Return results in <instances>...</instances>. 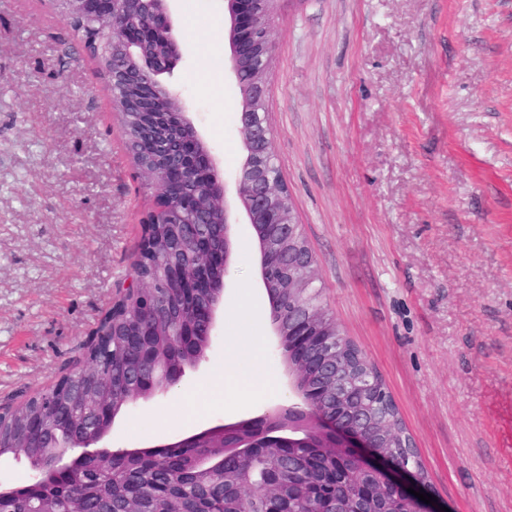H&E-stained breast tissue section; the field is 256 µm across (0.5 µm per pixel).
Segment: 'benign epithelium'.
<instances>
[{"mask_svg":"<svg viewBox=\"0 0 512 512\" xmlns=\"http://www.w3.org/2000/svg\"><path fill=\"white\" fill-rule=\"evenodd\" d=\"M59 15L71 24L92 19L108 24L111 45L119 48L121 64L112 58L98 59L108 87L123 95L112 100L113 109L131 116L134 128L143 131L144 153L156 167L148 173L150 184H159L160 206L142 223L160 221L173 212L201 211L214 231L189 233L181 224L167 225L164 251L180 261L168 264L162 285L177 294L182 305L173 317V329L166 335L176 338L175 359L155 356L147 311L137 309L138 298L150 302L149 293L157 284L152 267L157 248L142 240L137 254L140 297L119 298L101 318L107 329L93 340L91 354L102 367L112 361V344L135 354L141 365L152 369L140 388L112 400L101 413L104 424L96 432L62 446L46 463L20 455H0V471L9 472L22 463L29 479L23 486L0 482V503L12 501L22 490L36 491L51 475H69L88 470L100 457L112 458V475H128L145 463L159 459L157 446L122 447L111 444L116 421L142 402L167 396L189 373L206 365L208 350L222 336L224 293L237 247V226L246 221L253 230L259 253L258 285L266 295L269 311L268 348L284 366L288 403L273 404L262 413L242 419L228 428L214 425L166 444L172 449L165 463L166 480L156 493L170 503L169 512H182L181 493L189 474L219 476L224 482V498L238 501L249 494L278 498L276 512H293L288 500L291 479L302 475L298 448H314L327 457L344 453L351 457L350 475L358 481H374L393 488L411 504L410 512H437L408 489L427 482V473L418 463L400 461L380 436L365 432L367 411L352 404L350 386L355 377L353 364H365L359 348L347 357L331 358L326 347L344 348L348 337L337 322L328 330L318 324L326 316L317 308L304 316L282 315L285 293L319 276L314 254L305 239L288 185L280 168L272 137L267 104L268 82L274 48V8L277 0H224L228 50L224 51V75L242 99L241 135L246 157L231 172L206 143L187 112L183 99L161 79L173 72L182 54L178 45L177 22L171 0H55ZM200 178L212 206H204L187 192L191 178ZM300 255L299 263L281 284L275 272L284 252ZM331 375L334 396L342 414L317 402V387L310 373ZM27 432L35 438L44 431L40 412L25 417ZM177 447L197 448L190 466H184Z\"/></svg>","mask_w":512,"mask_h":512,"instance_id":"obj_1","label":"benign epithelium"}]
</instances>
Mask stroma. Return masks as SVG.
I'll return each mask as SVG.
<instances>
[{
	"label": "stroma",
	"instance_id": "stroma-1",
	"mask_svg": "<svg viewBox=\"0 0 512 512\" xmlns=\"http://www.w3.org/2000/svg\"><path fill=\"white\" fill-rule=\"evenodd\" d=\"M184 97L225 170L246 151L222 0H177ZM273 140L324 301L382 375L449 512H512V0H281ZM51 0H0V407L65 373L121 291L152 205L98 62ZM241 242L205 367L122 418L172 442L288 400ZM236 404L235 414L226 407Z\"/></svg>",
	"mask_w": 512,
	"mask_h": 512
}]
</instances>
